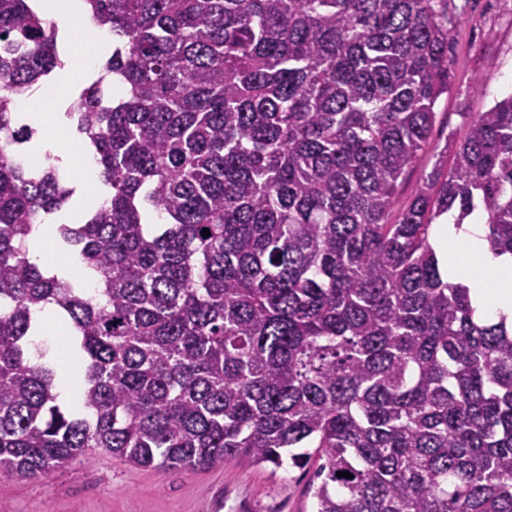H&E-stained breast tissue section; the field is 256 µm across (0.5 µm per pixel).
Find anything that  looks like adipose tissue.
<instances>
[{
	"label": "adipose tissue",
	"instance_id": "ef3b65f1",
	"mask_svg": "<svg viewBox=\"0 0 512 512\" xmlns=\"http://www.w3.org/2000/svg\"><path fill=\"white\" fill-rule=\"evenodd\" d=\"M54 13L58 25L83 45L75 62L56 85L58 97L65 99L86 82L102 75L103 65L112 52V43L108 40L87 43L86 31L81 24L86 16L81 0H70L66 6L55 7ZM24 118L42 131L41 137L29 147L32 159L38 160L50 153L59 157L61 165L79 169L87 190L80 196L77 208L83 211L96 206L99 202L94 190L98 182L97 167L85 161L80 151L61 134V114L28 112ZM486 231L483 211H474L461 222L455 214L448 213L435 224L432 242L444 277L468 286L475 321L502 322L511 328L512 254L494 253L486 239Z\"/></svg>",
	"mask_w": 512,
	"mask_h": 512
}]
</instances>
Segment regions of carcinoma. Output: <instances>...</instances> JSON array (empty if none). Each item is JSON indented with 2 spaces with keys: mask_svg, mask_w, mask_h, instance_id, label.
<instances>
[{
  "mask_svg": "<svg viewBox=\"0 0 512 512\" xmlns=\"http://www.w3.org/2000/svg\"><path fill=\"white\" fill-rule=\"evenodd\" d=\"M84 3L120 96L101 76L65 117L107 192L51 239L90 291L30 261L75 189L14 150L15 99L71 59L30 0H0V481L90 448L196 471L301 468L309 446L314 512H512V333L474 321L431 243L481 208L512 253V95L393 214L448 92V0ZM46 305L80 410L30 357ZM32 317L33 329L35 331L33 340L36 345L42 347V336H59L60 326L58 324V316L56 311L50 305L44 308H35L32 312ZM47 332H54L56 334H45Z\"/></svg>",
  "mask_w": 512,
  "mask_h": 512,
  "instance_id": "obj_1",
  "label": "carcinoma"
}]
</instances>
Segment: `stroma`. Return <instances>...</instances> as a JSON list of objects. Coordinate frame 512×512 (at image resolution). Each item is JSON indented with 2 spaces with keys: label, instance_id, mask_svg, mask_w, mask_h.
<instances>
[{
  "label": "stroma",
  "instance_id": "35a3bbf8",
  "mask_svg": "<svg viewBox=\"0 0 512 512\" xmlns=\"http://www.w3.org/2000/svg\"><path fill=\"white\" fill-rule=\"evenodd\" d=\"M448 15L451 84L435 105L423 159L401 183L399 210L434 151L462 139L473 113L512 94V0H448ZM318 465L275 470L235 457L203 471L144 469L95 448L49 475L1 482L0 512H314Z\"/></svg>",
  "mask_w": 512,
  "mask_h": 512
}]
</instances>
